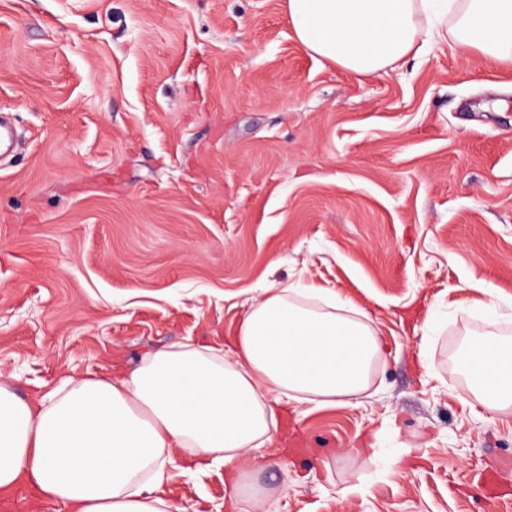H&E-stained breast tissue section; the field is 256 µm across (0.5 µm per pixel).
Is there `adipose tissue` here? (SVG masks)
<instances>
[{
	"label": "adipose tissue",
	"instance_id": "adipose-tissue-1",
	"mask_svg": "<svg viewBox=\"0 0 512 512\" xmlns=\"http://www.w3.org/2000/svg\"><path fill=\"white\" fill-rule=\"evenodd\" d=\"M308 53L358 77L454 38L512 62V0H287ZM381 356L366 315L316 288L270 286L232 351L188 342L96 375L62 372L19 396L0 380V489L24 481L70 512H169L154 493L181 448L196 470L227 469L270 442L282 400L329 407L365 392ZM458 366L486 406L512 408V341L470 340Z\"/></svg>",
	"mask_w": 512,
	"mask_h": 512
}]
</instances>
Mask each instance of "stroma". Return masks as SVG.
<instances>
[{
	"label": "stroma",
	"instance_id": "stroma-1",
	"mask_svg": "<svg viewBox=\"0 0 512 512\" xmlns=\"http://www.w3.org/2000/svg\"><path fill=\"white\" fill-rule=\"evenodd\" d=\"M0 377L233 337L272 285L383 344L369 389L282 402L244 475L173 460V512H512V411L457 354L512 339V63L453 41L373 78L306 52L285 0H0ZM500 471L495 500L476 473ZM351 494H344V487Z\"/></svg>",
	"mask_w": 512,
	"mask_h": 512
}]
</instances>
